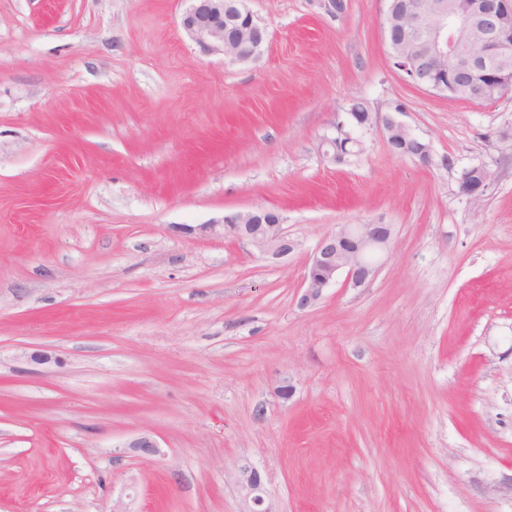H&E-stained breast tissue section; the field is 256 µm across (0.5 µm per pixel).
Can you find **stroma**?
<instances>
[{"label": "stroma", "instance_id": "35a3bbf8", "mask_svg": "<svg viewBox=\"0 0 512 512\" xmlns=\"http://www.w3.org/2000/svg\"><path fill=\"white\" fill-rule=\"evenodd\" d=\"M345 3L246 0L241 64L189 0H0V512H239L244 462L277 512H512V93L412 85L383 0ZM357 100L432 162L378 129L325 158ZM255 208L301 251L182 231ZM361 222L394 227L375 280L299 308ZM190 1L181 25L200 47L222 52L234 63H247L261 55L268 31L254 21L243 0Z\"/></svg>", "mask_w": 512, "mask_h": 512}]
</instances>
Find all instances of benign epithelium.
I'll list each match as a JSON object with an SVG mask.
<instances>
[{"label": "benign epithelium", "instance_id": "benign-epithelium-1", "mask_svg": "<svg viewBox=\"0 0 512 512\" xmlns=\"http://www.w3.org/2000/svg\"><path fill=\"white\" fill-rule=\"evenodd\" d=\"M412 22H422V39L405 50L393 40L399 10ZM181 25L200 47L221 52L234 63L257 59L268 31L254 21L244 0H191ZM384 33L393 66L411 84L450 98L487 100L512 91V0H386ZM447 61L450 67L440 63ZM352 130L336 127L335 140L361 147L357 131L373 128L385 133L394 154L405 156L407 143L417 141L401 121L381 112L350 113ZM474 179L463 178L460 189L480 195L489 185L490 173L471 168ZM189 233L249 242L261 258L277 262L299 251L301 241L283 229L280 215L257 208L224 216L220 223L187 226ZM394 237L391 224H339L315 245L297 298L298 307L310 308L323 299L324 290L344 277L353 288L368 287L380 271ZM127 447L143 457L159 453L157 442L144 435ZM235 483L241 512H276L265 494L259 470L249 463L237 469Z\"/></svg>", "mask_w": 512, "mask_h": 512}]
</instances>
